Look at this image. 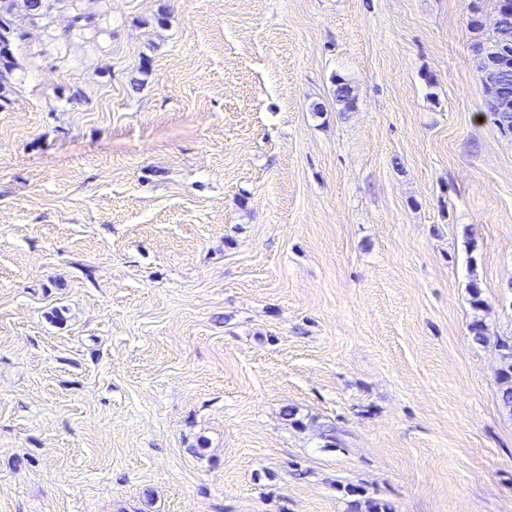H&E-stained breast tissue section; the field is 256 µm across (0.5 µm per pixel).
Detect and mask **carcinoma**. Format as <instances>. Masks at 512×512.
<instances>
[{
  "instance_id": "obj_1",
  "label": "carcinoma",
  "mask_w": 512,
  "mask_h": 512,
  "mask_svg": "<svg viewBox=\"0 0 512 512\" xmlns=\"http://www.w3.org/2000/svg\"><path fill=\"white\" fill-rule=\"evenodd\" d=\"M14 0H0V106L9 101L15 72L19 69L13 52L14 42L19 35L11 24ZM475 16L471 18L472 30L481 32L488 29L495 33L488 43H476L477 64L485 88L484 111L493 117L500 132L512 136V96L500 92L501 77L512 84V14H487L478 5H473ZM336 102L347 112L355 107L356 95L345 82L336 84ZM496 346L501 356L498 371L500 380L499 399L503 408L512 411V337L500 338ZM352 512H391V507L371 499H354L349 504Z\"/></svg>"
}]
</instances>
